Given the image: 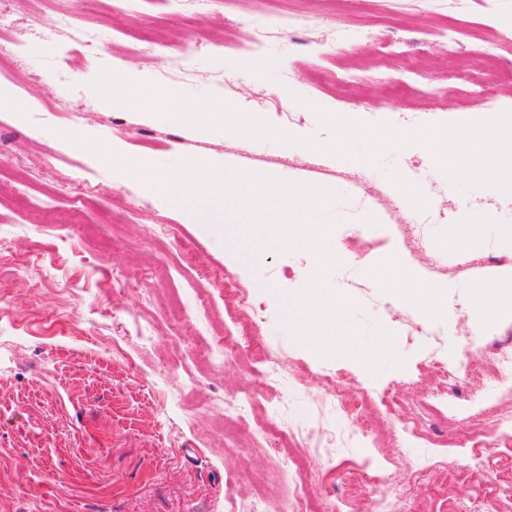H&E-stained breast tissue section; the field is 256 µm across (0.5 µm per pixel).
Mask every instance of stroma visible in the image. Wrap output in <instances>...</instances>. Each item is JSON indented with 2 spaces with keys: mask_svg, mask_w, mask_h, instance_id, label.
I'll use <instances>...</instances> for the list:
<instances>
[{
  "mask_svg": "<svg viewBox=\"0 0 512 512\" xmlns=\"http://www.w3.org/2000/svg\"><path fill=\"white\" fill-rule=\"evenodd\" d=\"M18 27L0 55V512H238L265 486L280 512L288 503L278 465L257 443L256 421L224 432V400L253 388L254 365L213 367L204 340L223 334L224 314L202 310L216 289L199 288L195 272L215 281L246 279L263 309L256 335L283 371L274 403L290 430L317 427L356 432L373 421L377 444H337L317 462L310 481L323 512H366L368 504L344 474L368 461L387 474L377 492L406 488L404 512H500L512 493V462L503 448L483 457L498 470L496 488L458 477L473 449L425 448L409 438L401 411L416 409L436 390L424 342L406 341L390 317L396 308L422 318L414 304L372 286L370 273L399 252L410 274L448 295V314L431 319L442 357L462 355L460 333L473 329L476 309L467 287L512 276V264L472 267L473 259L503 255L499 227L512 224V195L491 188L459 191L435 169L427 145L405 144L352 166L225 130L199 134L177 122L158 123L145 108L100 101L90 82L101 69H132L159 82L185 68L178 93L216 98L259 113L280 130L317 142L332 140L319 114L368 129L395 132L459 125L512 111V92L486 103L461 81L468 48L445 37L448 0H369L359 10L336 0H204L185 17L172 0H14ZM74 31L111 42L87 62L58 33L61 17ZM275 28L259 40L250 22ZM358 37L355 50L336 48L337 29ZM400 83L403 96L385 95ZM298 112L289 121L265 96ZM122 145L169 168L185 156L251 173L297 178L336 191L327 211L336 232V262L327 284L347 288L355 309L340 329L348 349L320 356L296 337L302 314L292 298L316 267L307 249L281 250L269 234L239 236L228 212L198 224L169 207L137 179L113 183L101 158L67 140V133ZM435 187L430 206L408 208L394 179ZM108 188V197L93 186ZM485 200L493 222L485 244L466 249L453 230L468 223L467 200ZM423 224L425 253L404 237ZM448 269L432 272L428 258ZM388 344L373 366L353 345ZM183 363L171 372L166 362ZM340 375L342 389L368 400L362 415L326 412L323 390L309 373ZM393 392L400 413L380 397ZM460 426H495L512 386L488 378L446 396ZM453 460L444 472L440 462ZM423 480L410 479L413 469Z\"/></svg>",
  "mask_w": 512,
  "mask_h": 512,
  "instance_id": "obj_1",
  "label": "stroma"
}]
</instances>
